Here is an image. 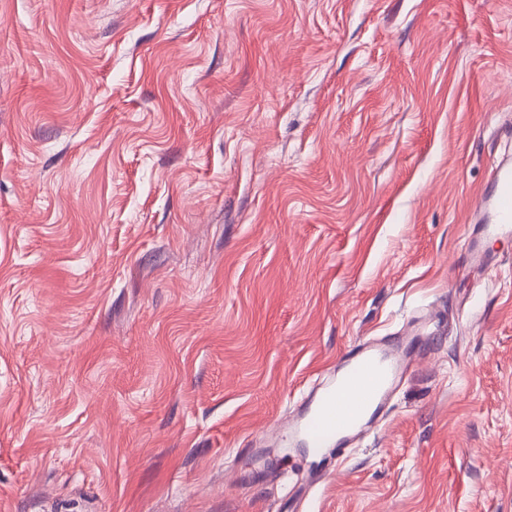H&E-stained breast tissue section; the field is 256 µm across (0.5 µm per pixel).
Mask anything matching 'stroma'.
<instances>
[{"mask_svg":"<svg viewBox=\"0 0 512 512\" xmlns=\"http://www.w3.org/2000/svg\"><path fill=\"white\" fill-rule=\"evenodd\" d=\"M509 122L512 0H0V512H512V241L465 260ZM412 342L375 352L359 344L342 355L336 379L299 404L282 428L289 442L321 457L361 434L381 411L413 359Z\"/></svg>","mask_w":512,"mask_h":512,"instance_id":"obj_1","label":"stroma"}]
</instances>
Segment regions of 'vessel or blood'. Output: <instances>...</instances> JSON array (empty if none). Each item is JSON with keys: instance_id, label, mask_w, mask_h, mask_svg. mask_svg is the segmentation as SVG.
<instances>
[{"instance_id": "b4317fda", "label": "vessel or blood", "mask_w": 512, "mask_h": 512, "mask_svg": "<svg viewBox=\"0 0 512 512\" xmlns=\"http://www.w3.org/2000/svg\"><path fill=\"white\" fill-rule=\"evenodd\" d=\"M478 231L465 248L471 267L486 270L494 261L487 241L512 237V157L491 169L485 191L475 202ZM413 355L402 343L385 352L358 345L342 355L336 378L299 404L284 425L312 457H321L361 434L381 411Z\"/></svg>"}]
</instances>
